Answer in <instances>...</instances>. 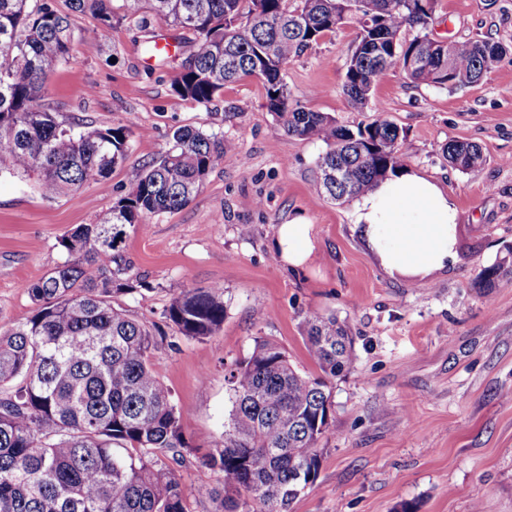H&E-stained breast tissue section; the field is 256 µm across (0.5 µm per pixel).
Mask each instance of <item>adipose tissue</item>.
Returning a JSON list of instances; mask_svg holds the SVG:
<instances>
[{
  "label": "adipose tissue",
  "instance_id": "adipose-tissue-1",
  "mask_svg": "<svg viewBox=\"0 0 512 512\" xmlns=\"http://www.w3.org/2000/svg\"><path fill=\"white\" fill-rule=\"evenodd\" d=\"M458 209L447 191L412 168L358 197L354 223L391 275L430 274L455 257ZM273 246L281 260L303 266L313 251L311 226L298 216L279 225Z\"/></svg>",
  "mask_w": 512,
  "mask_h": 512
}]
</instances>
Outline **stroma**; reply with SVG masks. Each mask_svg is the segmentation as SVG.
Masks as SVG:
<instances>
[{
  "mask_svg": "<svg viewBox=\"0 0 512 512\" xmlns=\"http://www.w3.org/2000/svg\"><path fill=\"white\" fill-rule=\"evenodd\" d=\"M76 40L48 82L45 107L75 129L125 125L133 148L109 190L94 182L56 200L33 180L0 174V333L30 315L27 287L62 264L60 238L93 223L127 191L136 168L168 149L175 130L222 135L224 163L185 208L129 231L124 254L150 289L115 298V307L162 329L153 368L183 407L191 448L175 467L192 512H213L216 475L200 462L224 442L232 407L227 370L270 339L311 375L305 313L348 323L352 364L333 382L335 410L320 443L316 483L293 512H512V283L483 297L473 283L512 245V0H439L436 39L491 38L511 51L476 85L448 91L411 83L399 68L376 80L377 110H358L342 91L359 29L346 23L321 37L283 72L291 98L348 128L384 117L401 128L409 164L446 188L458 208L454 262L427 277L386 274L360 240L354 205L317 195L322 142L287 136L250 77L225 85L201 106L176 95L172 80L194 50L170 57L141 48L123 23L107 40L91 15L71 16ZM478 144L479 169L449 167V141ZM312 224L309 263L293 269L272 247L279 225ZM224 288V324L191 339L162 312L185 288ZM271 312L259 320L257 309Z\"/></svg>",
  "mask_w": 512,
  "mask_h": 512,
  "instance_id": "1",
  "label": "stroma"
}]
</instances>
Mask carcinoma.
<instances>
[{
    "label": "carcinoma",
    "mask_w": 512,
    "mask_h": 512,
    "mask_svg": "<svg viewBox=\"0 0 512 512\" xmlns=\"http://www.w3.org/2000/svg\"><path fill=\"white\" fill-rule=\"evenodd\" d=\"M91 12L104 39L127 22L158 52L151 18L194 36L195 50L173 82L182 98L206 106L228 83L257 77L282 131L323 142L318 193L339 204L373 190L408 159L406 135L387 119L355 130L291 99L282 73L313 43L344 23L359 40L345 64L343 92L372 108L376 78L397 67L411 82L454 90L479 82L507 54L488 39L432 45L437 0H68ZM414 30L410 40L401 38ZM79 37L52 0H0V173L37 176L57 199L86 182H108L132 154L123 125L77 132L42 100L49 77ZM448 165L467 173L485 159L474 143L453 140ZM224 163V138L200 129L174 132L160 158L137 169L127 192L92 224L63 235L66 260L28 286L37 308L0 333V512H191L162 460L184 461L189 448L177 406L152 367L153 331L112 305L149 286L131 275L127 229L178 211ZM341 169L336 183L326 171ZM512 283V246L483 268L486 293ZM224 287L184 289L163 317L179 334L213 335L224 324ZM304 339L317 376L301 372L276 343L259 340L228 372L232 390L224 445L202 459L217 476L209 495L218 512H291L318 479V445L334 411L333 380L351 363L349 328L308 313ZM136 452L120 460L113 445Z\"/></svg>",
    "instance_id": "cac0c4a2"
}]
</instances>
